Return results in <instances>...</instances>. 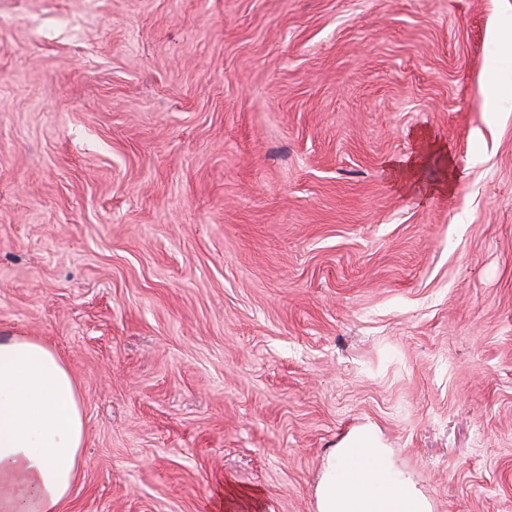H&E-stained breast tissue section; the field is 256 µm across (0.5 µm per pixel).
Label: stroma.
<instances>
[{
    "mask_svg": "<svg viewBox=\"0 0 512 512\" xmlns=\"http://www.w3.org/2000/svg\"><path fill=\"white\" fill-rule=\"evenodd\" d=\"M0 336L79 385L65 512H317L365 424L512 512V0H0ZM422 145L416 154L393 157L386 161L385 170L389 180L401 190H417L427 193H451L460 175L454 161L443 145L426 142L420 138ZM436 157L442 165V177L430 183L423 182L421 172L429 161Z\"/></svg>",
    "mask_w": 512,
    "mask_h": 512,
    "instance_id": "obj_1",
    "label": "stroma"
}]
</instances>
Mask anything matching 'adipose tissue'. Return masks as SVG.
Returning a JSON list of instances; mask_svg holds the SVG:
<instances>
[{"label":"adipose tissue","mask_w":512,"mask_h":512,"mask_svg":"<svg viewBox=\"0 0 512 512\" xmlns=\"http://www.w3.org/2000/svg\"><path fill=\"white\" fill-rule=\"evenodd\" d=\"M434 158L442 176L423 182ZM385 170L399 189L425 194L452 192L460 178L447 148L429 142L388 159ZM84 438L78 386L62 359L33 338L0 339V512H63ZM317 512H432V504L382 435L365 426L326 459Z\"/></svg>","instance_id":"adipose-tissue-1"}]
</instances>
